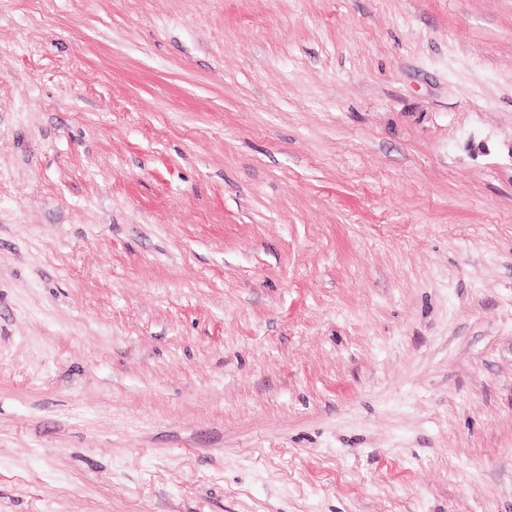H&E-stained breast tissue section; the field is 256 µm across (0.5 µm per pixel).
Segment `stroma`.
Masks as SVG:
<instances>
[{
  "label": "stroma",
  "mask_w": 512,
  "mask_h": 512,
  "mask_svg": "<svg viewBox=\"0 0 512 512\" xmlns=\"http://www.w3.org/2000/svg\"><path fill=\"white\" fill-rule=\"evenodd\" d=\"M0 512H512V0H0Z\"/></svg>",
  "instance_id": "35a3bbf8"
}]
</instances>
